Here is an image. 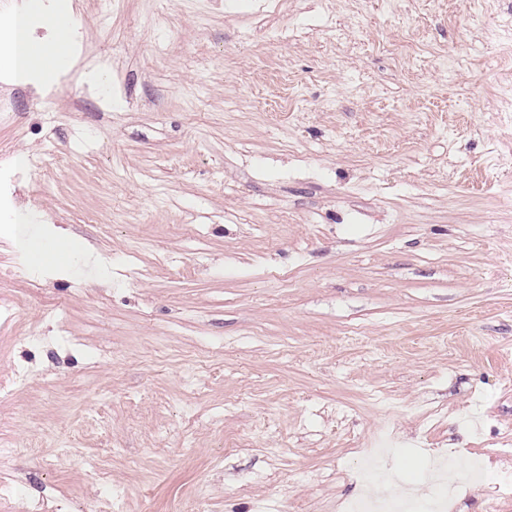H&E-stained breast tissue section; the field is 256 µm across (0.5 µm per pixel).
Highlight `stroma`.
<instances>
[{
  "mask_svg": "<svg viewBox=\"0 0 512 512\" xmlns=\"http://www.w3.org/2000/svg\"><path fill=\"white\" fill-rule=\"evenodd\" d=\"M0 80V512H341L363 449L512 512V0H81ZM63 231L65 277L32 267ZM21 23L17 18H1L0 28H7L16 33V40L7 43L1 49L2 58L15 70L19 79H25L27 74L37 73L44 81H50L69 63V47L72 37V27L69 17L57 13L55 30L58 33L53 45L48 46L31 39H21L19 29Z\"/></svg>",
  "mask_w": 512,
  "mask_h": 512,
  "instance_id": "stroma-1",
  "label": "stroma"
}]
</instances>
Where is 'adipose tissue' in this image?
<instances>
[{
    "label": "adipose tissue",
    "mask_w": 512,
    "mask_h": 512,
    "mask_svg": "<svg viewBox=\"0 0 512 512\" xmlns=\"http://www.w3.org/2000/svg\"><path fill=\"white\" fill-rule=\"evenodd\" d=\"M55 30L57 39L53 45L18 38L0 49V58L15 70L18 78L34 72L43 80H52L69 63L72 27L66 14H57Z\"/></svg>",
    "instance_id": "1"
}]
</instances>
